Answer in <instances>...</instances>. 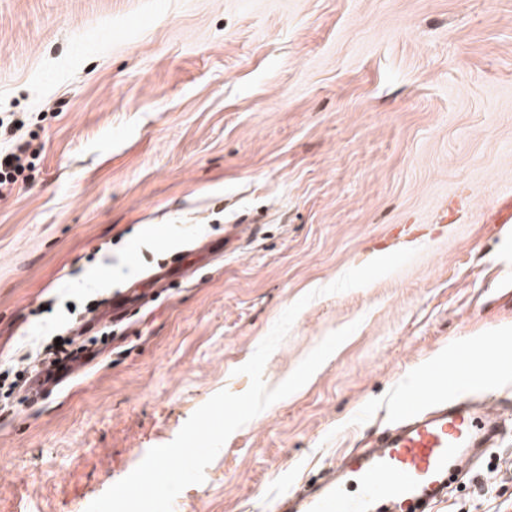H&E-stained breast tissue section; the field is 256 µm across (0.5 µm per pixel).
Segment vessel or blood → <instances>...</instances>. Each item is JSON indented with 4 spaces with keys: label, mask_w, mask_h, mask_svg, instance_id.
Returning <instances> with one entry per match:
<instances>
[{
    "label": "vessel or blood",
    "mask_w": 512,
    "mask_h": 512,
    "mask_svg": "<svg viewBox=\"0 0 512 512\" xmlns=\"http://www.w3.org/2000/svg\"><path fill=\"white\" fill-rule=\"evenodd\" d=\"M511 372L465 352L428 366L369 447L338 458L326 482L288 495L280 512H433L458 460L498 448L512 431V392L489 394Z\"/></svg>",
    "instance_id": "obj_1"
}]
</instances>
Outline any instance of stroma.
Returning a JSON list of instances; mask_svg holds the SVG:
<instances>
[{
	"instance_id": "obj_1",
	"label": "stroma",
	"mask_w": 512,
	"mask_h": 512,
	"mask_svg": "<svg viewBox=\"0 0 512 512\" xmlns=\"http://www.w3.org/2000/svg\"><path fill=\"white\" fill-rule=\"evenodd\" d=\"M0 114L40 156L0 197V366L165 271L124 338L0 411V512H85L171 442L282 312L310 380L228 438L179 512H278L388 423L430 363L512 345V0H0ZM259 233L224 243V227ZM492 495H484L486 482ZM435 512H512V437Z\"/></svg>"
}]
</instances>
